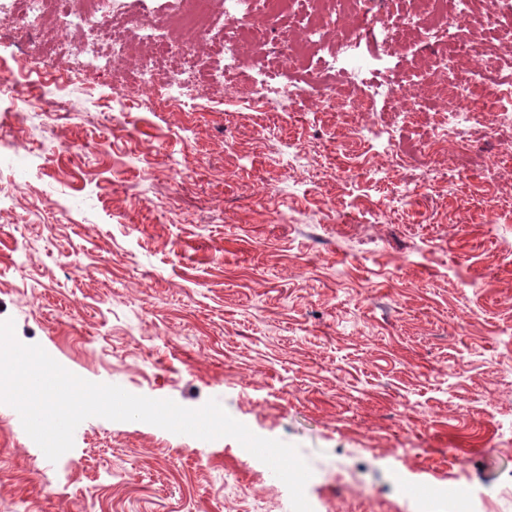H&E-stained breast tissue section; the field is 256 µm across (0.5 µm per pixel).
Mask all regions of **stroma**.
I'll use <instances>...</instances> for the list:
<instances>
[{
  "instance_id": "35a3bbf8",
  "label": "stroma",
  "mask_w": 512,
  "mask_h": 512,
  "mask_svg": "<svg viewBox=\"0 0 512 512\" xmlns=\"http://www.w3.org/2000/svg\"><path fill=\"white\" fill-rule=\"evenodd\" d=\"M184 6L112 0L123 51L95 71L83 62L112 54L108 22L66 30L49 8L31 25L0 0V320L85 380L215 399L296 446L315 512H414L432 487L512 512V131L422 150L448 127L422 79L437 56L424 0L337 11L315 48L350 98L369 93L357 68L412 77L409 127L386 101L328 109L302 54L280 66L291 100L245 108L209 88L224 0L180 97L134 94V63L156 52L143 23L176 48ZM372 14L413 22L396 42L355 39ZM252 23L237 63L253 70L266 38H303L285 15ZM52 42L67 77L47 83ZM268 472L230 437L102 417L52 462L0 404V512H292Z\"/></svg>"
}]
</instances>
